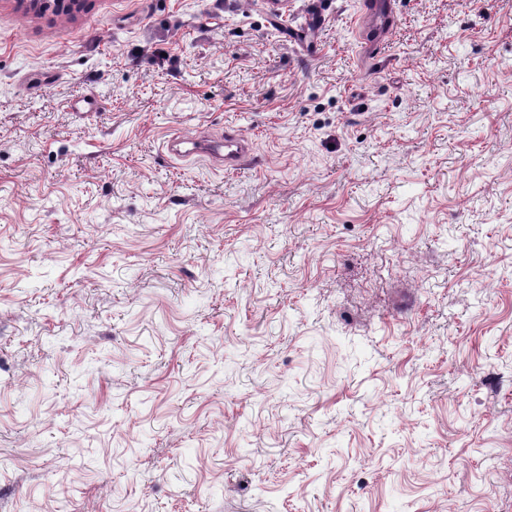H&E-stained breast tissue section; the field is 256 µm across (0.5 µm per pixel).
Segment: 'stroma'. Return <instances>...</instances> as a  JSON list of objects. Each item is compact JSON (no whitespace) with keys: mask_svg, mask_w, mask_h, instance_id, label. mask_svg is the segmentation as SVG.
Listing matches in <instances>:
<instances>
[{"mask_svg":"<svg viewBox=\"0 0 512 512\" xmlns=\"http://www.w3.org/2000/svg\"><path fill=\"white\" fill-rule=\"evenodd\" d=\"M362 2L0 0V512H512V0ZM393 0H365L362 33L365 46L376 50L393 30L395 24ZM167 150L175 156L204 154L214 161L224 163L225 169H237L247 159L250 147L239 134L227 132L217 140L178 136L168 142Z\"/></svg>","mask_w":512,"mask_h":512,"instance_id":"stroma-1","label":"stroma"}]
</instances>
